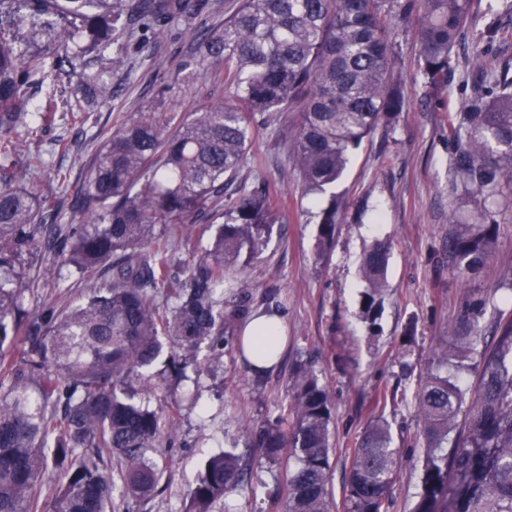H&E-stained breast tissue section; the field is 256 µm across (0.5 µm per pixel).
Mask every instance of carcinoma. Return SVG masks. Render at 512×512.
<instances>
[{
	"mask_svg": "<svg viewBox=\"0 0 512 512\" xmlns=\"http://www.w3.org/2000/svg\"><path fill=\"white\" fill-rule=\"evenodd\" d=\"M423 9L417 29L422 84L448 91V71L472 0H231L224 22L198 29L208 0H0V352L19 339L20 359L0 355V512H114L115 497L152 496L164 476L153 457L171 442L179 405L156 410L158 363L202 372L199 353L224 350V330L250 313L251 296L224 306V286L241 261L266 249L281 222L270 185L238 180L249 163L250 112H295L289 161L302 195L315 197L342 177L352 149L405 106L392 79L389 21ZM180 26L193 50L182 70L204 63L231 94L201 112L149 108L101 132L102 144L61 223L62 201L27 186L44 165L36 137L57 112L98 122L112 105V74L131 79L154 60L158 39ZM28 128L21 141L18 127ZM448 193L474 218L449 213L443 248L468 281L489 262L502 211L512 209V75L488 85L449 124ZM344 202L331 195L318 215L317 248L333 245ZM213 228L211 247L174 276L176 232ZM390 246L365 252L362 306L372 318L386 288ZM62 260L85 284L81 302L48 303L28 315L24 300L41 287L29 257ZM482 304L467 332L435 353L436 369L413 395L421 423L420 491L411 512H512V318L491 348L478 349ZM276 345L248 351L247 368ZM462 387L444 369L470 368ZM291 397L274 419L249 429L258 467L278 469L268 512H333L330 501L332 406L309 366L290 376ZM343 512H388L402 465L387 421L377 418L350 449ZM58 487L45 492L48 464ZM253 466L232 452L208 457L185 512H212L244 487Z\"/></svg>",
	"mask_w": 512,
	"mask_h": 512,
	"instance_id": "carcinoma-1",
	"label": "carcinoma"
}]
</instances>
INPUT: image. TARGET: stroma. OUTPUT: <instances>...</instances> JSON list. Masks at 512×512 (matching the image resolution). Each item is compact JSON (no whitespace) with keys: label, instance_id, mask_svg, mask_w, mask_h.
Returning a JSON list of instances; mask_svg holds the SVG:
<instances>
[{"label":"stroma","instance_id":"obj_1","mask_svg":"<svg viewBox=\"0 0 512 512\" xmlns=\"http://www.w3.org/2000/svg\"><path fill=\"white\" fill-rule=\"evenodd\" d=\"M420 12L395 26L392 38L397 59L394 78L405 89L406 105L391 133L376 131L350 153L337 192L348 201L344 220L336 227L334 246L318 257V219L289 163L283 143L287 121L255 115L251 152L254 162L240 177L248 187L275 185L284 221L275 225L260 257L244 264L239 276L253 299L279 293L286 322L285 350L280 364L264 374L247 370L236 349L238 331L224 334V350L206 353L203 373L187 371L184 378L157 375L152 405L180 400L178 427L171 446L155 458L164 467L159 490L146 500H127L118 512H184L187 494L208 456L234 450L249 456L246 427L279 414L286 403L288 376L299 363H310L327 382L333 404L334 450L331 454L332 494L341 501L353 447L369 421L384 416L392 425L404 463L391 486L389 512H410L419 491L417 464L422 454L420 423L412 394L420 375L441 341L459 335L465 317L482 304L479 325L493 338L500 320L512 316V212L500 219V230L487 266L462 282L443 260L441 246L448 235V212H470L465 201L448 196V119L468 101L481 73L477 62L512 69V12L503 0H473L464 35L454 48L453 79L447 93L429 99L419 72L416 30ZM496 27L488 37V27ZM190 50L182 28H171L157 44L155 62L139 69L133 80L115 76L110 108L98 114L97 125L80 126L67 119L43 128L49 148L45 165L30 185L37 192L58 190L56 171L71 180L81 178L102 141L99 127L154 105L191 113L226 95L215 83L213 68L201 66L176 81L165 99L157 90L176 80L179 64ZM67 150H55L57 140ZM391 245L387 289L373 320H366L361 293L360 263L373 241ZM51 287L27 295L24 308L34 314L54 293L79 301L83 284L55 266ZM413 337H406L407 326Z\"/></svg>","mask_w":512,"mask_h":512}]
</instances>
